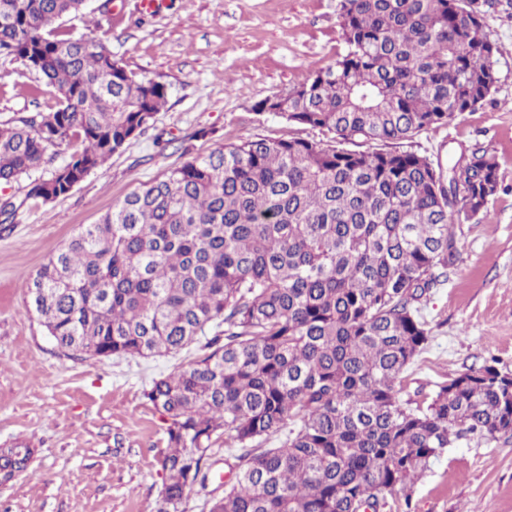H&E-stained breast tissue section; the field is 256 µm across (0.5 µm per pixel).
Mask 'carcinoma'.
Listing matches in <instances>:
<instances>
[{
    "label": "carcinoma",
    "mask_w": 512,
    "mask_h": 512,
    "mask_svg": "<svg viewBox=\"0 0 512 512\" xmlns=\"http://www.w3.org/2000/svg\"><path fill=\"white\" fill-rule=\"evenodd\" d=\"M88 0H0V55L36 70L56 106L0 127V184L46 204L142 134L167 87L59 21ZM473 0H340L336 62L255 111L332 142L248 140L168 170L83 227L29 277L57 345L90 357L177 353L224 325L194 362L143 390L167 420L160 512L205 486L213 443L236 449L210 512H384L460 440L512 433V379L492 364L403 406L400 375L426 348L416 303L446 274L454 225L499 192L496 156L448 167L364 152L486 102L498 52ZM44 178H31L40 169ZM286 432L278 448H258ZM34 450L0 448V477Z\"/></svg>",
    "instance_id": "carcinoma-1"
}]
</instances>
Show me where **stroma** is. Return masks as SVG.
<instances>
[{
  "instance_id": "1",
  "label": "stroma",
  "mask_w": 512,
  "mask_h": 512,
  "mask_svg": "<svg viewBox=\"0 0 512 512\" xmlns=\"http://www.w3.org/2000/svg\"><path fill=\"white\" fill-rule=\"evenodd\" d=\"M139 2L89 0L86 14L61 25L99 38L127 69L164 83V109L54 202L26 200L27 180L0 184V197L23 203L13 223H0V447L27 442L38 450L26 471L0 484V512H159L167 424L143 390L197 355L193 347L151 358L64 355L28 307V275L168 168L223 144L329 138L254 106L334 64L344 48L339 0H164L151 13ZM475 7L499 49L495 91L475 110L398 144L443 163L480 148L500 166L499 193L486 212L456 225L447 279L418 303L430 339L403 373L399 399L411 408L485 363L512 373V0ZM55 104L39 73L0 56V122ZM225 456L216 442L209 479L189 493L184 512H209L223 494ZM385 512H512V440L458 442Z\"/></svg>"
}]
</instances>
